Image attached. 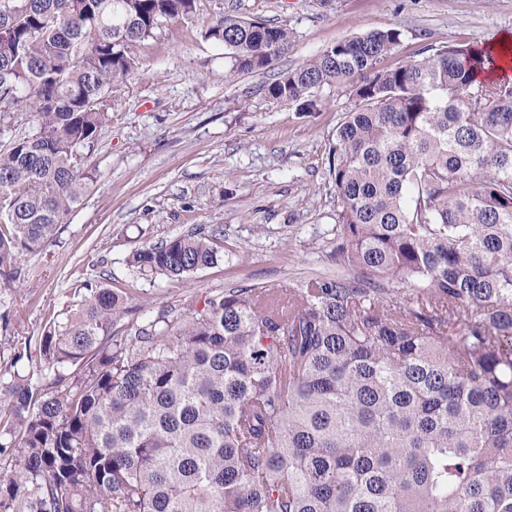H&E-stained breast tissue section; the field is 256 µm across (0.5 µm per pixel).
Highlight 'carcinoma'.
Returning <instances> with one entry per match:
<instances>
[{
    "instance_id": "1",
    "label": "carcinoma",
    "mask_w": 512,
    "mask_h": 512,
    "mask_svg": "<svg viewBox=\"0 0 512 512\" xmlns=\"http://www.w3.org/2000/svg\"><path fill=\"white\" fill-rule=\"evenodd\" d=\"M168 21L224 45L231 75L291 45L199 0H0V274L57 241L130 47ZM400 36L338 40L266 86L306 111L324 85L359 101L329 153L340 272L175 318L82 283L39 358L0 371V512H512V84L478 80L470 47L380 67ZM221 236L127 264L187 278Z\"/></svg>"
}]
</instances>
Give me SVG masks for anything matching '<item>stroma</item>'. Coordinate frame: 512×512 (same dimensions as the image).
<instances>
[{
    "instance_id": "obj_1",
    "label": "stroma",
    "mask_w": 512,
    "mask_h": 512,
    "mask_svg": "<svg viewBox=\"0 0 512 512\" xmlns=\"http://www.w3.org/2000/svg\"><path fill=\"white\" fill-rule=\"evenodd\" d=\"M287 27L293 42L276 69L229 75L223 45L198 26L167 23L134 44L142 63L112 93V126L86 165L98 173L56 243L22 255L21 278H0V361L38 342L48 312L66 319L89 281L122 291L149 314L217 289L285 288L337 271L336 186L328 150L359 102L345 87L316 93L312 111L269 99L277 70L328 45L399 30L392 68L430 47L479 48L512 33V0H200ZM220 228L224 258L183 280L146 278L134 251L198 227Z\"/></svg>"
}]
</instances>
